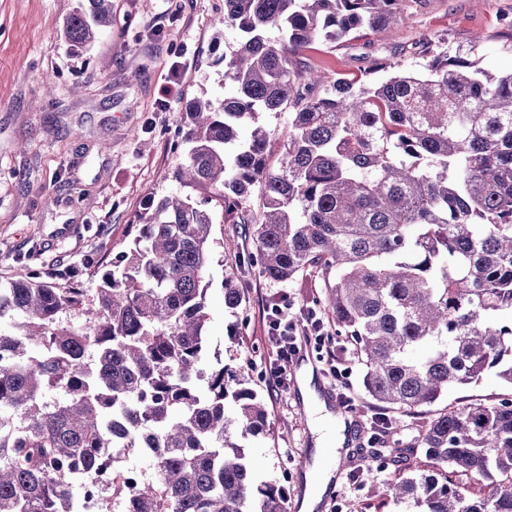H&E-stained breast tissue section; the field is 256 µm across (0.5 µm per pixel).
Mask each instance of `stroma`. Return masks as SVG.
Wrapping results in <instances>:
<instances>
[{"label": "stroma", "instance_id": "obj_1", "mask_svg": "<svg viewBox=\"0 0 512 512\" xmlns=\"http://www.w3.org/2000/svg\"><path fill=\"white\" fill-rule=\"evenodd\" d=\"M79 0H0V283L19 267L47 277L86 260L111 261L125 250L133 226L149 201L178 192L171 173L185 161L188 145L182 117L190 100L221 103L228 91L217 59L241 38L219 29L224 0H112V28L91 49L71 50L64 24ZM484 39V69H512V0H422L408 7L401 23L378 33L339 42H318L308 64L365 80L384 78L380 64L399 56L415 70L426 60L411 46L440 36L441 51L467 50ZM51 76L44 85L43 76ZM51 205H44L45 196ZM233 257L216 250L209 269L210 314L204 370L227 375L248 366V385L263 400L269 425L249 437L246 453L256 482L288 488V512H300L306 489L302 460L341 453L342 475L318 512H420L413 502H396L387 484L397 467L377 470L374 479L355 476L370 460L365 448L375 413L352 372L357 443L341 449L320 446L312 410L296 383L272 391L268 376L276 350L264 329L269 299L287 293L297 306L310 305L320 288L310 277L277 282L243 267L244 300L224 306L222 281ZM512 393L495 373L450 389L431 413L489 401Z\"/></svg>", "mask_w": 512, "mask_h": 512}]
</instances>
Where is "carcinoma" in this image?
I'll use <instances>...</instances> for the list:
<instances>
[{
    "label": "carcinoma",
    "mask_w": 512,
    "mask_h": 512,
    "mask_svg": "<svg viewBox=\"0 0 512 512\" xmlns=\"http://www.w3.org/2000/svg\"><path fill=\"white\" fill-rule=\"evenodd\" d=\"M405 8L224 0L219 24L243 33L218 58L231 92L218 107L190 104L187 159L172 172L206 194L151 201L91 298L75 276L24 268L0 285V512H82L75 472L91 486L112 478L101 512H288V490L256 483L238 443L268 423L246 368L231 380L199 368L217 245L267 279L323 282L316 303L354 341L364 393L387 413L382 457L410 472L390 485L395 498L422 512H512V396L440 413L408 447L393 439L402 417L492 369L512 386V71L480 67L478 37L423 72L389 59V76L360 85L303 62L318 39L385 30ZM111 25L112 0H82L64 34L79 52ZM283 110L274 159L259 116ZM218 222L251 225L257 255L216 238ZM223 290L224 307H240L235 273ZM127 448L154 478L107 472ZM458 476L486 479L483 496Z\"/></svg>",
    "instance_id": "cac0c4a2"
}]
</instances>
